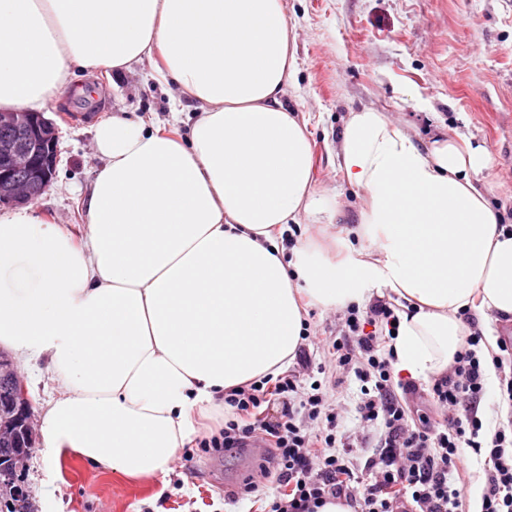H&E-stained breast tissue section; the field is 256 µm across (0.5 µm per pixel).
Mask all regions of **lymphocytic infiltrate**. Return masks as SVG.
<instances>
[{
    "instance_id": "lymphocytic-infiltrate-1",
    "label": "lymphocytic infiltrate",
    "mask_w": 512,
    "mask_h": 512,
    "mask_svg": "<svg viewBox=\"0 0 512 512\" xmlns=\"http://www.w3.org/2000/svg\"><path fill=\"white\" fill-rule=\"evenodd\" d=\"M397 319L396 306L383 299L365 309L346 306L323 341L322 362H313L302 344L289 374L225 394L224 429L200 440V447L223 453L260 442L271 452L267 465L244 481L238 499L267 492L268 512H316L330 497L345 499L353 512H461L455 475L468 448L485 474L481 512H512V436L503 426L487 429L478 415L480 404L494 396L485 376L489 361L498 372L495 396L512 404V342L501 341L498 354L485 356L482 332L470 326L453 365L430 390L445 422L416 420L392 377ZM313 368L338 384L350 374L359 381L357 438L344 433L336 399L302 392L301 379ZM370 436L375 453L364 484L351 456Z\"/></svg>"
}]
</instances>
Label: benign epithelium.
<instances>
[{
    "mask_svg": "<svg viewBox=\"0 0 512 512\" xmlns=\"http://www.w3.org/2000/svg\"><path fill=\"white\" fill-rule=\"evenodd\" d=\"M59 163L56 124L42 112L0 111V206L29 204L50 186ZM0 446L13 445L23 432L28 447L0 467L5 481L17 482L14 496L30 505L22 481L35 444L32 403L7 356L0 354Z\"/></svg>",
    "mask_w": 512,
    "mask_h": 512,
    "instance_id": "benign-epithelium-1",
    "label": "benign epithelium"
}]
</instances>
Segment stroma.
I'll list each match as a JSON object with an SVG mask.
<instances>
[{"label":"stroma","mask_w":512,"mask_h":512,"mask_svg":"<svg viewBox=\"0 0 512 512\" xmlns=\"http://www.w3.org/2000/svg\"><path fill=\"white\" fill-rule=\"evenodd\" d=\"M296 33L299 90L288 103L310 120L313 181L332 210L301 225V238L355 240L361 195L336 167L334 148L350 110L371 106L413 130L421 143L462 134L485 147L492 165L479 180L512 225V0H286ZM182 98L156 80L154 64L131 70L74 69L71 86L45 106L55 120L61 159L51 186L28 212L73 237L84 232V205L101 164L93 149L99 120L119 115L166 120ZM186 111L196 112L182 98ZM14 366L41 414L60 384L45 358L13 355ZM192 469L128 480L75 457L60 462L33 454L25 474L37 512H237L228 496L264 462L242 448L209 454L190 441L181 450Z\"/></svg>","instance_id":"obj_1"}]
</instances>
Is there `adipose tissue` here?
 Wrapping results in <instances>:
<instances>
[{"instance_id": "obj_1", "label": "adipose tissue", "mask_w": 512, "mask_h": 512, "mask_svg": "<svg viewBox=\"0 0 512 512\" xmlns=\"http://www.w3.org/2000/svg\"><path fill=\"white\" fill-rule=\"evenodd\" d=\"M197 101L146 125L101 121L103 160L81 240L0 212V345L46 357L64 390L41 414V455L153 478L230 389L286 370L304 300L401 307L395 367L447 372L461 314L512 317V226L475 178L492 158L464 136L420 146L385 113H348L336 165L364 197L336 261L290 225L329 210L312 181L286 0H0V110L39 109L73 68L128 70ZM187 135H180V128Z\"/></svg>"}]
</instances>
